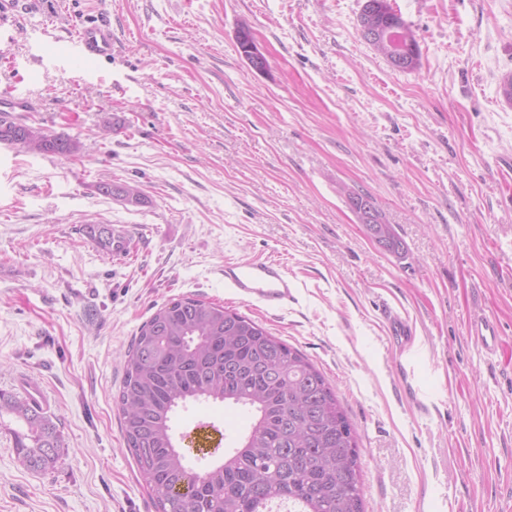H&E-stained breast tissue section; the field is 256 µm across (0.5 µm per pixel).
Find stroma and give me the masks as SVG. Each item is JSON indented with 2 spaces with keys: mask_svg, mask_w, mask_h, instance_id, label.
Listing matches in <instances>:
<instances>
[{
  "mask_svg": "<svg viewBox=\"0 0 512 512\" xmlns=\"http://www.w3.org/2000/svg\"><path fill=\"white\" fill-rule=\"evenodd\" d=\"M365 0H0V92L15 118L81 142L0 143V390L40 385L62 447L30 470L0 419V512H155L123 439V361L158 307L194 297L305 354L354 425L365 512H512V0H390L420 66L360 36ZM112 59L63 62L90 22ZM267 59L253 70L236 34ZM112 130L100 135L102 118ZM138 182L146 202L102 195ZM371 194L404 250L380 246L339 184ZM90 223L124 225L105 255ZM274 257L296 300L267 310L224 264ZM413 328L405 359L384 321ZM497 323L496 357L467 335ZM235 437L246 418L206 403Z\"/></svg>",
  "mask_w": 512,
  "mask_h": 512,
  "instance_id": "1",
  "label": "stroma"
}]
</instances>
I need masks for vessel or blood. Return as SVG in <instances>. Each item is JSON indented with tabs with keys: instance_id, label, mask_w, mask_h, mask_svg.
I'll return each instance as SVG.
<instances>
[{
	"instance_id": "vessel-or-blood-1",
	"label": "vessel or blood",
	"mask_w": 512,
	"mask_h": 512,
	"mask_svg": "<svg viewBox=\"0 0 512 512\" xmlns=\"http://www.w3.org/2000/svg\"><path fill=\"white\" fill-rule=\"evenodd\" d=\"M66 56L72 62L95 65L112 57V31L104 24L84 26L67 46ZM224 284L241 301L257 303L270 309L287 307L296 299V282L280 260L264 259L228 262L224 265ZM468 335L483 351L496 354L501 336L496 322L485 316L470 320ZM214 440L208 423H198L182 438L187 455H210Z\"/></svg>"
}]
</instances>
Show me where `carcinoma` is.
Instances as JSON below:
<instances>
[{"instance_id":"carcinoma-1","label":"carcinoma","mask_w":512,"mask_h":512,"mask_svg":"<svg viewBox=\"0 0 512 512\" xmlns=\"http://www.w3.org/2000/svg\"><path fill=\"white\" fill-rule=\"evenodd\" d=\"M373 48L385 56L414 32L387 3ZM0 142L28 152L70 156L79 142L0 116ZM99 190L131 205L145 202L139 185L103 182ZM370 229L389 251L403 246L378 205ZM211 400L249 410L248 432L203 477L175 445L172 417L189 401ZM121 431L156 512H364L356 430L324 375L299 350L252 319L183 297L156 310L124 361L117 396ZM21 430L15 448L28 468L45 471L61 435L28 397L0 392V415Z\"/></svg>"}]
</instances>
